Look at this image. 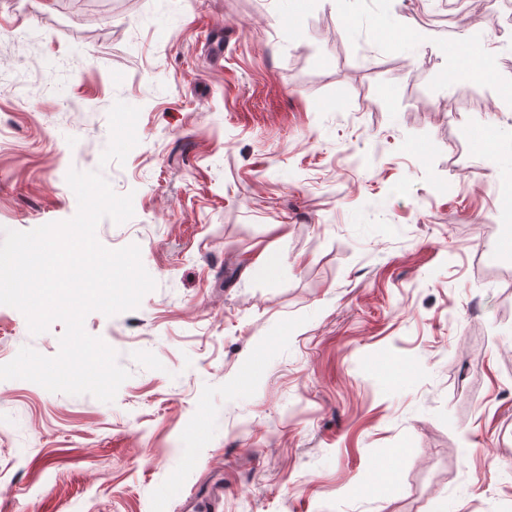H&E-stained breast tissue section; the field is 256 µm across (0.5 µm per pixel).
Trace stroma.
<instances>
[{"label":"stroma","instance_id":"1","mask_svg":"<svg viewBox=\"0 0 512 512\" xmlns=\"http://www.w3.org/2000/svg\"><path fill=\"white\" fill-rule=\"evenodd\" d=\"M87 2L0 0V232L101 171L157 287L112 402L0 380V512H512V0Z\"/></svg>","mask_w":512,"mask_h":512}]
</instances>
